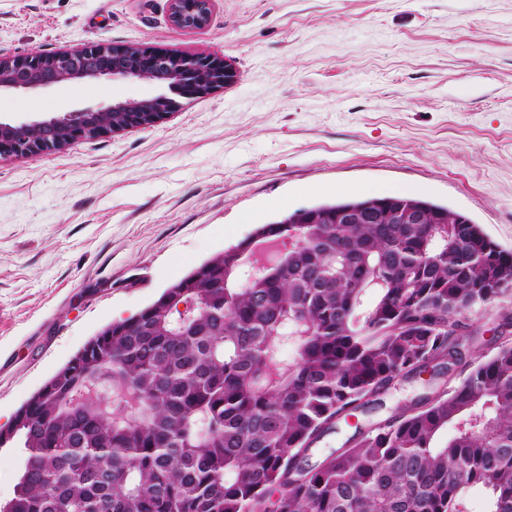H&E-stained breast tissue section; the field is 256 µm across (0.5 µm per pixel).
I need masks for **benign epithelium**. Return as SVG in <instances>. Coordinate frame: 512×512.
Segmentation results:
<instances>
[{"mask_svg": "<svg viewBox=\"0 0 512 512\" xmlns=\"http://www.w3.org/2000/svg\"><path fill=\"white\" fill-rule=\"evenodd\" d=\"M213 0H170V20L182 31L204 29ZM161 81L167 91L126 102L101 105L94 110L30 120H0V160L10 161L36 153L64 149L88 136L100 137L127 128L150 127L177 106L175 97L197 98L230 83L234 72L217 58L159 51L148 46L97 44L80 49H59L53 54L31 52L0 55V91L35 90L60 83L91 79ZM117 112L121 121L104 119Z\"/></svg>", "mask_w": 512, "mask_h": 512, "instance_id": "obj_1", "label": "benign epithelium"}]
</instances>
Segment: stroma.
<instances>
[{
    "mask_svg": "<svg viewBox=\"0 0 512 512\" xmlns=\"http://www.w3.org/2000/svg\"><path fill=\"white\" fill-rule=\"evenodd\" d=\"M146 44L236 78L160 123L0 161V427L92 337L298 209L373 184L480 224L512 251V0H0V54ZM0 93V119L165 92L95 82ZM512 297L467 313L490 354ZM214 0H170V20L182 31L203 30L209 23Z\"/></svg>",
    "mask_w": 512,
    "mask_h": 512,
    "instance_id": "35a3bbf8",
    "label": "stroma"
}]
</instances>
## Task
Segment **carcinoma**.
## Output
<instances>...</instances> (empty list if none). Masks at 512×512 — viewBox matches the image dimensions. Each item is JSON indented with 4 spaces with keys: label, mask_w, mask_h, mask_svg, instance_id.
<instances>
[{
    "label": "carcinoma",
    "mask_w": 512,
    "mask_h": 512,
    "mask_svg": "<svg viewBox=\"0 0 512 512\" xmlns=\"http://www.w3.org/2000/svg\"><path fill=\"white\" fill-rule=\"evenodd\" d=\"M308 211L313 224L259 225L58 371L18 410L23 462L0 508L468 512L481 488L487 512H512L509 318L457 387L309 461L396 379L459 360L465 315L512 295V252L419 198ZM409 213L425 223L390 221Z\"/></svg>",
    "instance_id": "obj_1"
}]
</instances>
